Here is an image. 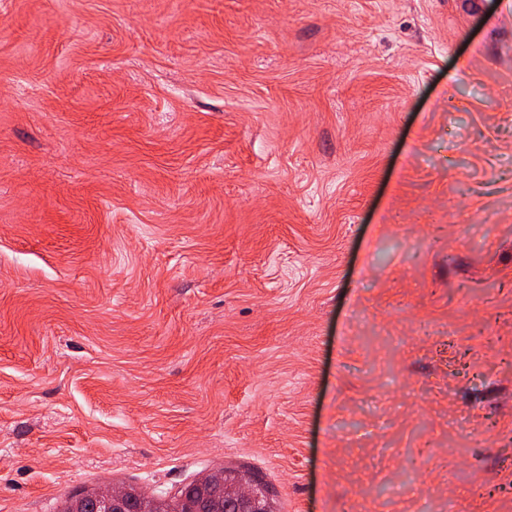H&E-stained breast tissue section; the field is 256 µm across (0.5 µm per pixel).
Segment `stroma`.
<instances>
[{
	"label": "stroma",
	"instance_id": "35a3bbf8",
	"mask_svg": "<svg viewBox=\"0 0 512 512\" xmlns=\"http://www.w3.org/2000/svg\"><path fill=\"white\" fill-rule=\"evenodd\" d=\"M227 469L512 512L506 0H0V512Z\"/></svg>",
	"mask_w": 512,
	"mask_h": 512
}]
</instances>
